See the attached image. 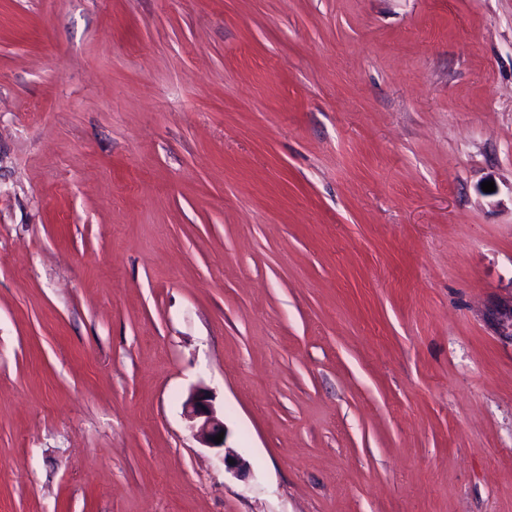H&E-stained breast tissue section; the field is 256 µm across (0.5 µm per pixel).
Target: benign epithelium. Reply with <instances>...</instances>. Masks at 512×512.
<instances>
[{"instance_id": "1", "label": "benign epithelium", "mask_w": 512, "mask_h": 512, "mask_svg": "<svg viewBox=\"0 0 512 512\" xmlns=\"http://www.w3.org/2000/svg\"><path fill=\"white\" fill-rule=\"evenodd\" d=\"M495 325L505 336H512V302L502 305L494 314ZM185 417L195 438L206 448L223 449L224 470L243 478L250 470V463L226 442L216 443L213 437L226 430L224 417L219 415L209 394L202 390L192 392L184 402Z\"/></svg>"}]
</instances>
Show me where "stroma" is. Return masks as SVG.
I'll list each match as a JSON object with an SVG mask.
<instances>
[{
    "mask_svg": "<svg viewBox=\"0 0 512 512\" xmlns=\"http://www.w3.org/2000/svg\"><path fill=\"white\" fill-rule=\"evenodd\" d=\"M509 299L512 0H0V512H512ZM184 413L200 444L205 448H223L224 470L244 478L250 470V463L234 448L226 446L228 432L224 415L218 414L209 394L202 390L192 392L184 402ZM221 431H224V438L221 443H215L213 437ZM229 460H234V464L229 463Z\"/></svg>",
    "mask_w": 512,
    "mask_h": 512,
    "instance_id": "35a3bbf8",
    "label": "stroma"
}]
</instances>
